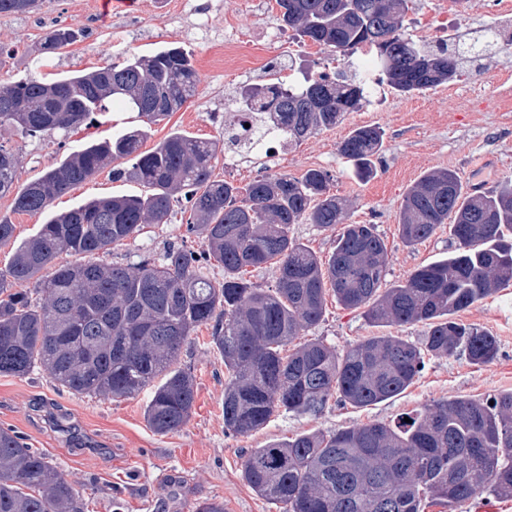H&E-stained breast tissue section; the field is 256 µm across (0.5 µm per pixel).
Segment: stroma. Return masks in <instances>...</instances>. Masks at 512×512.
<instances>
[{
  "label": "stroma",
  "mask_w": 512,
  "mask_h": 512,
  "mask_svg": "<svg viewBox=\"0 0 512 512\" xmlns=\"http://www.w3.org/2000/svg\"><path fill=\"white\" fill-rule=\"evenodd\" d=\"M98 0H43L40 12L28 16L0 15V44L10 47L0 57V81H20L39 71L65 75L91 71L123 60L124 52L147 54L180 46L192 55L198 76L194 98L180 111L152 125L144 149H152L179 130L210 141H223L224 124L235 121L240 87L281 82L303 83L306 75L323 71L357 76L347 57L300 39L287 31L279 40L264 38L276 27L275 0H202L210 12L199 17L195 0H136L134 7L103 15ZM495 24L503 40L480 60L463 64L453 82L413 95H402L381 82L375 96L359 109L344 113L336 126L300 143L278 146L272 161H263L248 147L238 148L232 162L223 155L213 161L215 179L245 186L273 173L301 177L321 169L333 178L331 191L345 200L348 221L372 224L388 248L387 285L405 282L419 267L447 256L455 247L449 225L428 239L408 246L398 231L403 199L422 175L438 169L458 173L470 193L494 190L512 178V14L494 0H414L403 21L413 40L430 45L465 40L486 24ZM81 33L66 55L39 68L31 54L53 26ZM249 33L247 42L228 41L231 30ZM133 112L102 116L88 131L68 136L24 137L5 128L0 144L12 148L19 162L18 184L78 149L86 136L108 137L136 120ZM370 125L383 134L373 158L374 173L360 180L338 152L339 143L355 128ZM492 157L479 170L476 160ZM145 189L104 169L56 199L53 211L77 207L109 195H141ZM183 204H175L164 224L145 226L140 234L111 246L108 258L122 264L140 257L163 256L172 245L202 251L203 239L189 232ZM458 320L495 336L498 357L482 365L465 357L425 356V367L402 394L384 402L355 407L330 401L316 416L279 411L259 431L235 435L224 429L222 401L224 362L210 345L211 328L199 326L178 360L191 368L197 383L194 414L182 430L155 433L144 418L148 392L122 400L78 395L58 387L41 368L24 376L0 374V428L50 457L74 481L87 502L86 512H193L197 500L217 497L224 512H284L280 505L254 493L242 478L248 449L284 441L311 431L334 432L369 423L394 425L433 402L466 397L486 399L512 391V285L458 312ZM427 332L420 323L384 326L368 320L363 310L350 309L327 295L322 321L306 339H319L345 351L371 336H398L422 344Z\"/></svg>",
  "instance_id": "1"
}]
</instances>
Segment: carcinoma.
Instances as JSON below:
<instances>
[{
  "mask_svg": "<svg viewBox=\"0 0 512 512\" xmlns=\"http://www.w3.org/2000/svg\"><path fill=\"white\" fill-rule=\"evenodd\" d=\"M409 2L276 0L281 25L302 39L345 56L376 49L377 71L401 93L460 76L448 44L421 45L404 34ZM41 4L0 0V14H27ZM78 35L71 28L49 31L36 58L64 53ZM197 85L191 55L180 47L52 80L1 81L0 128L25 137L69 133L116 107L151 125L181 110ZM367 85L319 73L295 88L278 83L260 88V98L247 94L240 111L258 113L260 126L299 142L358 108ZM146 137L134 127L89 140L22 186L15 183L16 154L0 145V196H12L18 212L45 211L116 162L130 164L120 172L148 189L53 214L21 242L15 225L0 217V246L15 245L0 272V374L23 376L39 366L72 393L114 399L156 381L144 416L156 433L168 434L187 425L195 406L194 376L177 365L179 353L196 327L209 325L228 378L224 429L248 435L279 409L316 415L334 398L366 407L395 397L413 384L425 352L462 354L474 365L497 357V339L454 314L512 283V180L468 194L452 170L420 177L403 200L400 239L416 245L449 220L456 247L384 290L386 244L374 225L346 223L328 172L267 174L238 187L212 179L216 142L173 132L143 151ZM381 141L379 129L363 126L341 142L339 152L359 179L372 174ZM180 195L191 203L189 230L204 235L206 257L224 267V281L211 280L202 267L206 257L183 245L159 261H108L109 246L144 224L166 223ZM293 224H341L343 231L323 260L289 235ZM64 251L84 260L53 267ZM267 264L275 266L271 289L241 276ZM33 280L39 299L25 288ZM329 289L343 306L366 308L374 323L426 325L423 346L373 336L342 353L311 340L283 355L321 321ZM242 477L285 512H424L431 502L448 507L484 490L512 497V391L482 402L437 401L394 427L370 423L250 448ZM0 512H84V502L49 457L0 430Z\"/></svg>",
  "mask_w": 512,
  "mask_h": 512,
  "instance_id": "obj_1",
  "label": "carcinoma"
}]
</instances>
